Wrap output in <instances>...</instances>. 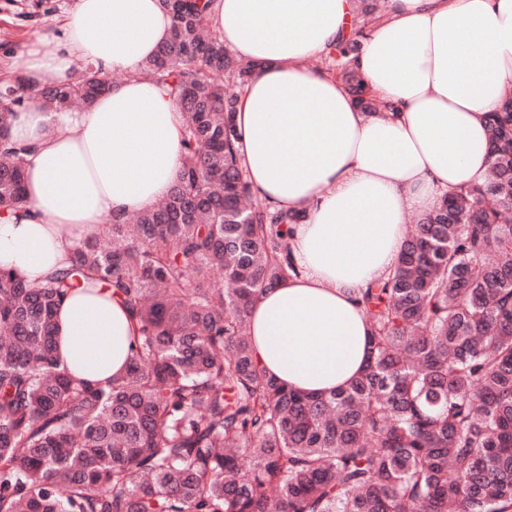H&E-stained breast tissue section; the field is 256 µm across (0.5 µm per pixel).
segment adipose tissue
I'll list each match as a JSON object with an SVG mask.
<instances>
[{
  "mask_svg": "<svg viewBox=\"0 0 512 512\" xmlns=\"http://www.w3.org/2000/svg\"><path fill=\"white\" fill-rule=\"evenodd\" d=\"M353 0H214L210 28L257 68L240 93L239 164L256 199L303 213L289 243L299 275L249 314L267 372L305 392L340 388L369 352L362 291L394 269L407 208L487 175V113L512 85V0H389L366 31L357 68L388 112L361 111L344 84L304 67L351 27ZM173 20L159 0H77L60 36L36 39L23 80L70 83L75 58L126 72L90 107L20 109L12 140L30 145L27 208L0 223V267L43 278L77 243L120 216L155 207L180 166L183 115L143 64ZM58 357L80 381L103 383L135 336L111 291L75 288L57 317Z\"/></svg>",
  "mask_w": 512,
  "mask_h": 512,
  "instance_id": "adipose-tissue-1",
  "label": "adipose tissue"
}]
</instances>
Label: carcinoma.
Masks as SVG:
<instances>
[{"label": "carcinoma", "mask_w": 512, "mask_h": 512, "mask_svg": "<svg viewBox=\"0 0 512 512\" xmlns=\"http://www.w3.org/2000/svg\"><path fill=\"white\" fill-rule=\"evenodd\" d=\"M212 2L161 0L172 37L141 68L184 116L166 198L44 280L0 269V512H512V95L487 118L484 182L443 194L363 293L365 371L306 396L250 344L252 305L299 273L288 225L303 216L246 205L234 116L253 66L208 28ZM378 15L369 0L335 48L365 112L384 107L354 68ZM111 85L91 65L60 86L0 84L4 219L27 205L16 111L88 107ZM81 285L113 290L134 322L129 365L104 385L55 354V314Z\"/></svg>", "instance_id": "obj_1"}]
</instances>
